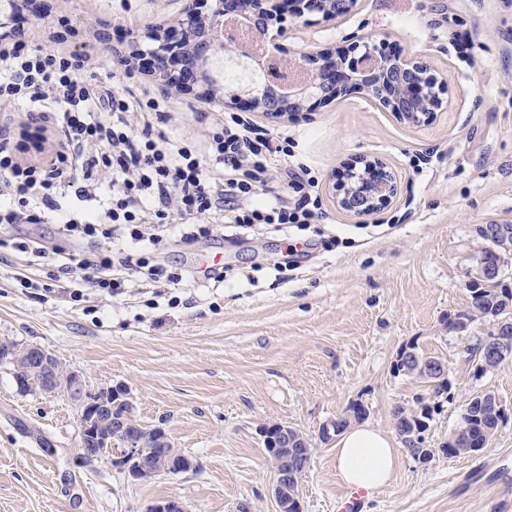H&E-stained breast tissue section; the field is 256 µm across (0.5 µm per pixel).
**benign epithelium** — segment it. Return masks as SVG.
I'll use <instances>...</instances> for the list:
<instances>
[{"mask_svg": "<svg viewBox=\"0 0 512 512\" xmlns=\"http://www.w3.org/2000/svg\"><path fill=\"white\" fill-rule=\"evenodd\" d=\"M24 0H0V43L26 39L27 29L20 9ZM356 0H187L172 21L148 28L133 42L130 55L145 62L154 81L166 88L195 93L226 110L239 106L264 112L279 119L318 103H330L340 95L356 93L396 120L408 125L431 121L442 109L443 100L429 94L427 66L416 58L388 52L383 43L354 44L351 49L332 55L304 53L294 58L284 55L281 39L288 23L317 15L331 20L352 10ZM254 29L267 40L274 61L254 67L267 84L281 95L254 97L247 91L227 86L210 72V59L224 58L237 63L246 53L235 30ZM343 195L339 206L356 217L383 210L397 195L395 175L378 159L359 158L346 165L341 176ZM0 355L13 360L19 372L37 371L41 390L47 394L68 393L79 408L81 454L100 458V449H111L108 461L126 473L132 482L146 470L140 435L112 420L115 396L126 395L120 388L92 392L75 371H61L52 352L28 346L18 349L0 343ZM512 359V339L498 336L486 343L481 368L494 369ZM400 360L415 367L424 381L448 374L447 364L438 359H419L406 349ZM269 446L276 448L270 464L274 473L272 495L277 512H303L302 498L296 490L298 470L310 458L312 441L300 430L272 424L260 429ZM153 474L177 475L190 470L192 461L174 448L166 432L157 430ZM148 512H187L181 499L169 496L152 504Z\"/></svg>", "mask_w": 512, "mask_h": 512, "instance_id": "1", "label": "benign epithelium"}]
</instances>
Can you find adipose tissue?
<instances>
[{"mask_svg": "<svg viewBox=\"0 0 512 512\" xmlns=\"http://www.w3.org/2000/svg\"><path fill=\"white\" fill-rule=\"evenodd\" d=\"M335 460L346 486L372 492L387 484L397 466L398 453L389 436L362 425L341 434Z\"/></svg>", "mask_w": 512, "mask_h": 512, "instance_id": "ef3b65f1", "label": "adipose tissue"}]
</instances>
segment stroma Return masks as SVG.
Here are the masks:
<instances>
[{"label": "stroma", "mask_w": 512, "mask_h": 512, "mask_svg": "<svg viewBox=\"0 0 512 512\" xmlns=\"http://www.w3.org/2000/svg\"><path fill=\"white\" fill-rule=\"evenodd\" d=\"M45 14L29 25L34 46L90 55L105 85L132 36L178 15L184 0H35ZM112 37L104 52L99 33ZM426 63L445 88V106L409 127L356 94L291 119L251 112L256 127L295 143L318 181L324 213L306 230L276 225L161 247L176 264L222 252L227 277L183 303L172 286L154 307L117 296L73 301L54 292L52 266L31 274L48 287L29 293L15 280L18 253L0 248V342L38 345L78 371L96 391L119 386L140 423L165 430L195 464L177 476L130 482L79 450L75 403L63 393L20 391L0 363V512H146L178 496L188 512H276L263 425L293 426L316 442L301 483L305 512H331L346 487L335 443L318 440L323 423L351 404L366 424L395 435L394 412H413L427 390L396 370L407 345L448 362L452 399L434 413L420 463L399 451L389 484L362 512H512V361L475 375L465 352L491 324L448 332L449 312L469 302L468 268L487 246L489 226L512 227V0H357L329 21L296 23L289 55L348 47L353 37ZM132 98L166 93L170 136L203 142L195 115L210 107L191 94L162 91L146 71L120 86ZM361 156L381 159L398 193L380 212L342 210L332 175ZM507 408L479 453H440L462 409L483 391Z\"/></svg>", "instance_id": "obj_1"}]
</instances>
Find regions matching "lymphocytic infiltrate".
I'll return each mask as SVG.
<instances>
[{
    "mask_svg": "<svg viewBox=\"0 0 512 512\" xmlns=\"http://www.w3.org/2000/svg\"><path fill=\"white\" fill-rule=\"evenodd\" d=\"M85 57L27 43L0 45V102L19 105L27 121L52 131L49 162H21L0 141V224H56L58 241L30 237L15 247L28 265L56 266L58 282L114 296L200 280L223 282L156 262L157 245L211 237L216 219L240 228L313 224L322 216L315 179L294 159L290 139L255 132L237 114L214 123L203 147L153 129L165 101H136L111 87L93 89ZM283 190H271L273 174ZM104 250L93 249L96 240ZM78 251L66 250V243Z\"/></svg>",
    "mask_w": 512,
    "mask_h": 512,
    "instance_id": "f902f5d3",
    "label": "lymphocytic infiltrate"
}]
</instances>
